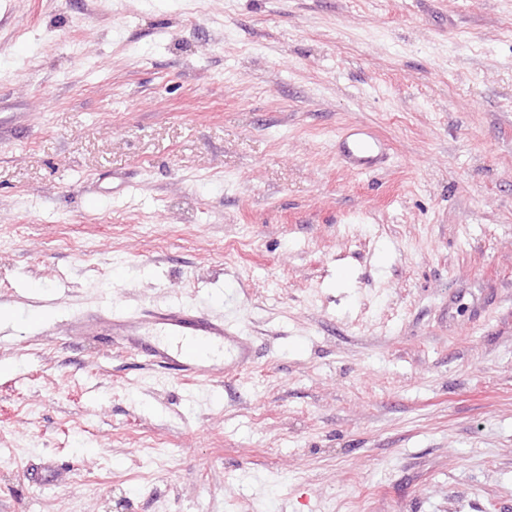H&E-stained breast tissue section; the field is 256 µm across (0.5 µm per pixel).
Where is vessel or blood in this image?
<instances>
[{"label": "vessel or blood", "mask_w": 512, "mask_h": 512, "mask_svg": "<svg viewBox=\"0 0 512 512\" xmlns=\"http://www.w3.org/2000/svg\"><path fill=\"white\" fill-rule=\"evenodd\" d=\"M337 152L349 170L364 174L386 162L388 145L374 128L361 125L339 132ZM69 328L79 336L109 332L131 348H145L158 366L183 378H210L227 366L252 362L247 337L226 326L223 318L178 303L126 317L105 305L73 316Z\"/></svg>", "instance_id": "vessel-or-blood-1"}]
</instances>
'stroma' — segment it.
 <instances>
[{"label":"stroma","instance_id":"obj_1","mask_svg":"<svg viewBox=\"0 0 512 512\" xmlns=\"http://www.w3.org/2000/svg\"><path fill=\"white\" fill-rule=\"evenodd\" d=\"M0 512H512V0H0ZM337 152L346 167L357 173H371L387 160L388 145L370 126L342 130L337 135ZM69 330L78 336L107 331L130 348L144 346L158 366L183 378H212L224 374L228 363L237 367L252 363L251 342L224 325V318L178 303L126 317L112 313V305L107 304L73 316Z\"/></svg>","mask_w":512,"mask_h":512}]
</instances>
